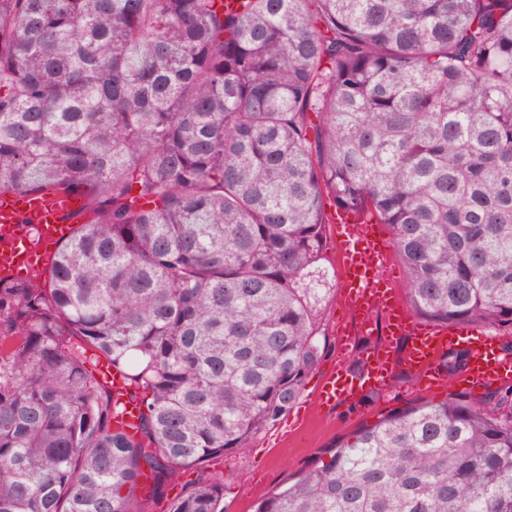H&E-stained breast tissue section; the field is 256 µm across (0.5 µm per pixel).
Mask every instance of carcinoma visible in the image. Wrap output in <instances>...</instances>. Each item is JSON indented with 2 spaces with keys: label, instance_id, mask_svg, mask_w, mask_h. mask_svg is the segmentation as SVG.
Wrapping results in <instances>:
<instances>
[{
  "label": "carcinoma",
  "instance_id": "1",
  "mask_svg": "<svg viewBox=\"0 0 512 512\" xmlns=\"http://www.w3.org/2000/svg\"><path fill=\"white\" fill-rule=\"evenodd\" d=\"M236 2L0 0V193L89 214L47 280L0 281V512H136L279 421L330 209L388 225L417 317L512 330V0ZM494 400L393 410L256 512H512ZM160 512H224V483ZM99 376L101 380L112 384L113 393L124 406V411L115 421L116 428L132 433L139 423V410L135 402H133L127 395L128 388L125 386L123 373L112 368V366L106 362L101 364L99 368ZM201 471L196 468H182L170 475L164 484L165 493L173 498L189 483L196 481Z\"/></svg>",
  "mask_w": 512,
  "mask_h": 512
}]
</instances>
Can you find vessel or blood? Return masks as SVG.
I'll list each match as a JSON object with an SVG mask.
<instances>
[{"instance_id":"vessel-or-blood-1","label":"vessel or blood","mask_w":512,"mask_h":512,"mask_svg":"<svg viewBox=\"0 0 512 512\" xmlns=\"http://www.w3.org/2000/svg\"><path fill=\"white\" fill-rule=\"evenodd\" d=\"M83 207V198L71 192L0 193V279L13 280L22 269L41 274L52 257L51 246L73 232L67 215ZM380 231V225L355 219L336 227L345 307L350 315L359 316L366 335L383 329L384 341L366 357L361 372H351L340 363L325 372L318 394L320 403L332 407L355 401L364 391L385 388L399 362L417 377L441 381L439 359L452 350L467 354L466 368L457 381L461 390L475 394L511 382L512 352L504 350L495 337L477 327H445L421 321L398 303L392 292L391 245ZM378 313L383 315L384 325L376 324L374 316ZM401 341L405 349L395 352V344ZM99 376L111 383L124 407L116 428L133 432L139 423V410L127 395L122 372L104 363Z\"/></svg>"}]
</instances>
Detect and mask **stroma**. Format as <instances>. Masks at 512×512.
Instances as JSON below:
<instances>
[{
	"label": "stroma",
	"mask_w": 512,
	"mask_h": 512,
	"mask_svg": "<svg viewBox=\"0 0 512 512\" xmlns=\"http://www.w3.org/2000/svg\"><path fill=\"white\" fill-rule=\"evenodd\" d=\"M343 301L338 290H331L320 311L322 354L307 377L299 405L305 411L295 429L276 425L257 435L249 447L211 461L204 469L183 468L170 475L164 484L168 497H175L198 476L224 483L226 512H253L257 502L288 481L311 468L328 462L331 451L364 426L374 424L382 414L408 405L440 402L457 390L454 375H447L444 386L425 388L413 383L404 366H396L387 389L371 390L356 403L320 406L315 387L319 376L335 364L338 353L336 321Z\"/></svg>",
	"instance_id": "1"
}]
</instances>
